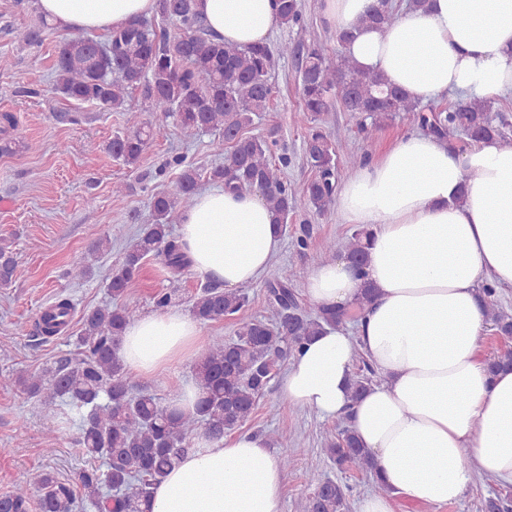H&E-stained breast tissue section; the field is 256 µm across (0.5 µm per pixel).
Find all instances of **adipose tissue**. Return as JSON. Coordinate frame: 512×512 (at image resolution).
<instances>
[{"label":"adipose tissue","mask_w":512,"mask_h":512,"mask_svg":"<svg viewBox=\"0 0 512 512\" xmlns=\"http://www.w3.org/2000/svg\"><path fill=\"white\" fill-rule=\"evenodd\" d=\"M335 29L356 30L344 53L427 104L451 92L495 99L512 91V0H428L379 30L366 17L379 0H320ZM225 43L265 41L276 0H197ZM57 27L110 33L154 13L156 0H37ZM340 223L370 230L368 264L315 266L306 293L319 306L353 307L374 290L355 330L325 327L294 355L282 393L320 417L346 418L368 451L372 479L359 512H394L459 500L475 473L512 484V369L489 374L481 355L488 322L481 286L512 288V149L478 143L466 152L415 132L360 163L336 194ZM261 196L201 189L178 220L177 241L194 275L237 290L267 273L281 247ZM197 321L171 308L130 324L120 355L145 377L197 359ZM381 380L351 391L356 353ZM264 434L198 438L168 472L152 512H282L283 472Z\"/></svg>","instance_id":"obj_1"}]
</instances>
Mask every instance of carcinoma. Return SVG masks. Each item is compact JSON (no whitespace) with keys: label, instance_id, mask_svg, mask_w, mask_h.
<instances>
[{"label":"carcinoma","instance_id":"obj_1","mask_svg":"<svg viewBox=\"0 0 512 512\" xmlns=\"http://www.w3.org/2000/svg\"><path fill=\"white\" fill-rule=\"evenodd\" d=\"M277 23L293 27L303 18L302 0H278ZM381 0L368 21L393 23L398 13ZM155 14L163 26L135 18L112 31L105 43L77 36L59 42L54 72L56 89L66 99L118 110L137 91L150 111L174 117L186 139L210 131L221 132L211 142L221 162L210 169L208 180L239 194L258 193L275 213L281 234L289 216L297 212L324 215L333 204L340 165L347 151L341 133H328L316 125L320 116L339 105L358 121L360 129L397 118L407 119L422 130L449 142L458 151L478 141H493L512 148L508 119L489 101H458L451 106L423 107L410 100L377 71L364 70L343 54V45L353 34H336V50L314 45L306 53L287 42L275 47L259 43L248 47L227 45L211 35L197 10V0H157ZM176 30L170 36L165 25ZM48 23L12 30L17 41L38 44ZM298 57L301 105L295 122L308 127L305 159L312 177L296 192L281 176L288 158L275 161L267 138L248 134L255 118L270 108L271 71L275 57ZM10 113L0 115V152L17 147L34 150L33 142L10 135L16 130ZM156 130L143 127L117 134L108 149L127 167H135L148 149ZM172 163L181 167L175 190H162L151 197L152 222L143 225L122 264L108 276L112 301L84 314L77 334L79 358H62L38 375H21L16 384L30 397L46 404L60 402L79 420L78 444L87 455L102 461L78 474L81 492L48 472L33 483H20L0 495V512H150L155 490L174 463L190 451L198 433L219 441L242 426L281 365L326 325H339L361 315L363 306L319 307L305 313L291 284L275 280L267 285L266 315L237 323L235 336L211 340L194 363L199 398L195 411L182 412L143 390L128 374L120 357L124 331L135 311L122 304L140 284V272L150 257H160L173 276L183 274L190 261L182 252L171 225L179 212L195 203L201 174L184 164L180 156ZM368 232L354 230L343 252L354 264L365 263L364 240ZM110 241L101 238L88 253L71 261L68 274L83 280L92 275L89 257L104 251ZM22 275L9 246L0 245V288H7ZM484 313L502 337H512V314L496 299V289L482 286ZM249 304L240 290H226L209 281L190 300V312L203 323L239 315ZM71 305L60 299L52 312L41 317L46 336L68 324ZM372 365L356 364L352 389L360 396L373 381ZM281 448V466L290 468L295 456L288 438H272ZM328 459L341 471L369 472V454L347 425L328 433L323 440ZM313 486L303 512H347L344 487L334 479L309 478Z\"/></svg>","mask_w":512,"mask_h":512}]
</instances>
